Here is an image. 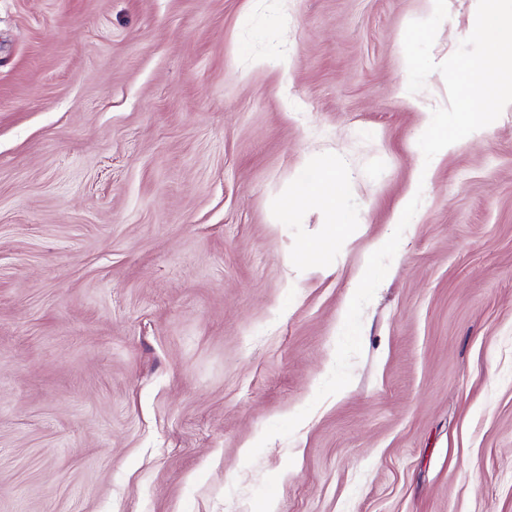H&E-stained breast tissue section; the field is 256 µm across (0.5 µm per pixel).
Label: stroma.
Here are the masks:
<instances>
[{"label":"stroma","instance_id":"35a3bbf8","mask_svg":"<svg viewBox=\"0 0 512 512\" xmlns=\"http://www.w3.org/2000/svg\"><path fill=\"white\" fill-rule=\"evenodd\" d=\"M475 7L447 0L436 62ZM430 13L0 0V512H512V104L418 182L447 93H409L403 38ZM308 157L351 223L284 217ZM417 194L352 381L316 400Z\"/></svg>","mask_w":512,"mask_h":512}]
</instances>
